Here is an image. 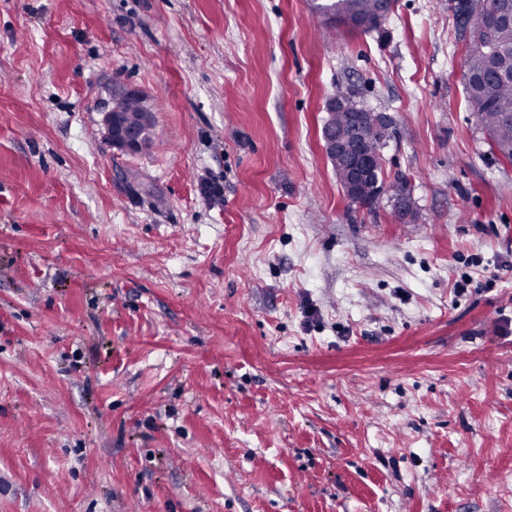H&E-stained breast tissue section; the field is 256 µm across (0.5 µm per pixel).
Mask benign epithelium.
<instances>
[{
	"instance_id": "7a95c632",
	"label": "benign epithelium",
	"mask_w": 512,
	"mask_h": 512,
	"mask_svg": "<svg viewBox=\"0 0 512 512\" xmlns=\"http://www.w3.org/2000/svg\"><path fill=\"white\" fill-rule=\"evenodd\" d=\"M350 137L339 140L333 127L324 125L322 138L325 151L336 157V163L344 177L347 197L354 201L359 189L372 181L374 172L383 165L377 145L367 135V123L363 114L352 112L347 117ZM102 125L105 135L117 151L127 155H140L151 150L155 143L156 129L151 117L142 124L131 126L123 122L118 113L106 107L102 110Z\"/></svg>"
}]
</instances>
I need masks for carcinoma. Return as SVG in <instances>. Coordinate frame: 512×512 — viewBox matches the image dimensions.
<instances>
[{
    "label": "carcinoma",
    "instance_id": "cac0c4a2",
    "mask_svg": "<svg viewBox=\"0 0 512 512\" xmlns=\"http://www.w3.org/2000/svg\"><path fill=\"white\" fill-rule=\"evenodd\" d=\"M502 7L503 0H461L457 14L462 20L472 16L489 22L488 38L502 75L493 73L491 56L476 43L469 42L464 62L467 103L488 133L490 148L512 162V24L500 21ZM315 10L339 25L366 29L378 26V0H332L330 4L315 5ZM379 189L390 199L410 193L403 176L388 183L380 180Z\"/></svg>",
    "mask_w": 512,
    "mask_h": 512
}]
</instances>
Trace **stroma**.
Returning <instances> with one entry per match:
<instances>
[{"mask_svg":"<svg viewBox=\"0 0 512 512\" xmlns=\"http://www.w3.org/2000/svg\"><path fill=\"white\" fill-rule=\"evenodd\" d=\"M455 3L0 0V512H512V163ZM341 92L417 223L347 199ZM330 4H316L315 10L339 25L376 28L378 0H329ZM101 114L106 138L113 149L127 155H140L153 148L156 127L149 114L137 126L127 125L112 108L105 107Z\"/></svg>","mask_w":512,"mask_h":512,"instance_id":"obj_1","label":"stroma"}]
</instances>
